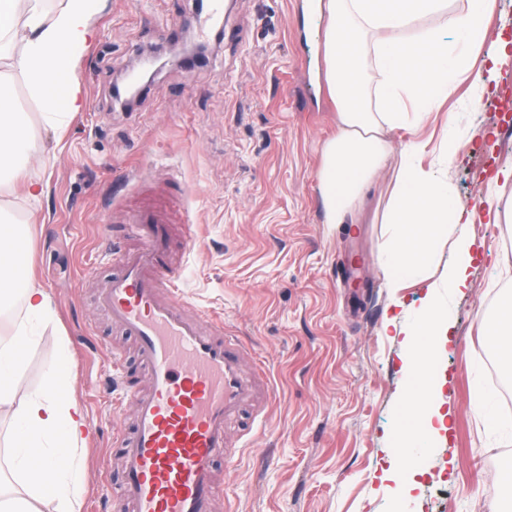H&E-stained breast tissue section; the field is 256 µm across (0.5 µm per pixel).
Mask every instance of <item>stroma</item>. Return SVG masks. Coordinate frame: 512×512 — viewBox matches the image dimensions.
<instances>
[{
    "label": "stroma",
    "mask_w": 512,
    "mask_h": 512,
    "mask_svg": "<svg viewBox=\"0 0 512 512\" xmlns=\"http://www.w3.org/2000/svg\"><path fill=\"white\" fill-rule=\"evenodd\" d=\"M315 0H227L224 38L191 66L169 61L134 106L112 85L141 53L168 57L192 26V0H102L94 39L79 57L85 106L63 129L45 126L23 79L15 92L42 155L30 177L44 189L31 242L33 280L52 297L54 320L28 351L22 384L37 389L59 342L74 363L75 396L89 435L83 512H114L123 470L112 449L130 431L135 403L122 380L142 384L134 341L98 305L97 283L121 270L130 246L128 209L167 217L169 255L180 263L178 298L245 341L243 368L264 364L275 394L233 464L216 459V512H495L500 460L512 455V417L485 426L474 396L493 411L512 394V374L481 340V316L512 290V226L471 224V287L454 298L452 336L440 355L452 410L445 441L420 447L427 473L396 502L383 477L392 441L410 415L403 400L400 337L384 333L394 300L415 317L424 283L386 285L389 238L382 214L398 165L390 160L350 224L325 221L316 177L336 132L325 82L327 18ZM512 54L480 107L460 84L443 111L391 132L394 152L426 142L430 166L449 117L472 136L445 175L458 204L512 206Z\"/></svg>",
    "instance_id": "stroma-1"
}]
</instances>
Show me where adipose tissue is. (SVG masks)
I'll use <instances>...</instances> for the list:
<instances>
[{
    "label": "adipose tissue",
    "mask_w": 512,
    "mask_h": 512,
    "mask_svg": "<svg viewBox=\"0 0 512 512\" xmlns=\"http://www.w3.org/2000/svg\"><path fill=\"white\" fill-rule=\"evenodd\" d=\"M100 0H0V190L19 194L28 216L43 196L28 175L39 147L29 115L18 105L13 78L22 74L43 106V118L63 127L84 107L77 75L79 48L94 36ZM490 0H468L465 15L449 12L448 0H325L326 82L336 103L337 130L322 146L317 180L327 223L351 220L392 148L389 131L411 130L447 101L461 79L470 81L480 104L494 80L496 64L477 63L472 48L487 37ZM446 15L441 29L418 27L426 16ZM65 80L63 99L52 87ZM413 143L402 153L383 211L391 236L385 275L389 287L427 280L440 246L454 255L440 282H429L423 307L402 328L403 393L414 422L398 430L395 444L414 448L439 440L447 428L442 387L433 373L453 327L437 289L456 296L469 287L474 241L471 214L459 206L446 177L418 165ZM29 224L0 203V312L21 300L24 316L0 328V416L11 424L10 467L0 471V512H82L87 424L73 396L74 365L60 347L40 389L22 388L25 352L35 344L33 322L53 316L50 294L28 278L24 247ZM486 344L512 366V295L499 302L492 322L483 324Z\"/></svg>",
    "instance_id": "adipose-tissue-1"
}]
</instances>
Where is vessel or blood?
Segmentation results:
<instances>
[{"mask_svg":"<svg viewBox=\"0 0 512 512\" xmlns=\"http://www.w3.org/2000/svg\"><path fill=\"white\" fill-rule=\"evenodd\" d=\"M144 245L121 256L123 272L104 283L99 305L136 337L149 386L137 392L135 427L113 439L125 481L117 512H212L213 459L233 461L230 423L264 411L272 388L263 369L246 372L244 346L223 324L204 328L173 291L180 270L167 258V228L144 210L127 218Z\"/></svg>","mask_w":512,"mask_h":512,"instance_id":"obj_1","label":"vessel or blood"}]
</instances>
